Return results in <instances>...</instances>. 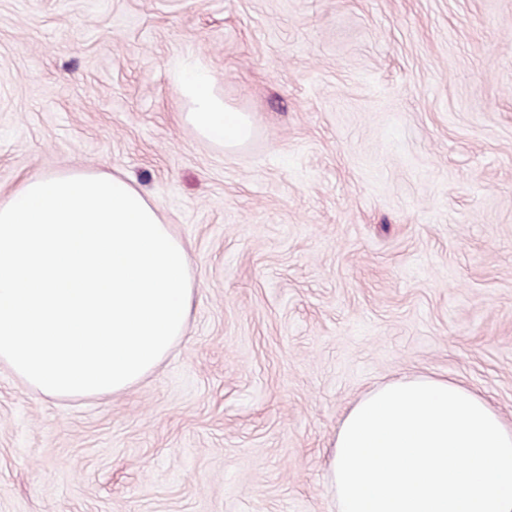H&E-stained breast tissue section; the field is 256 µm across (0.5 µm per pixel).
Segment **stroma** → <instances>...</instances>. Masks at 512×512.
I'll return each instance as SVG.
<instances>
[{
    "instance_id": "obj_1",
    "label": "stroma",
    "mask_w": 512,
    "mask_h": 512,
    "mask_svg": "<svg viewBox=\"0 0 512 512\" xmlns=\"http://www.w3.org/2000/svg\"><path fill=\"white\" fill-rule=\"evenodd\" d=\"M187 56L248 143L182 120ZM70 169L158 205L194 304L120 395L0 363V512H336V429L403 375L512 420V0H0V200Z\"/></svg>"
}]
</instances>
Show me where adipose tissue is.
Instances as JSON below:
<instances>
[{
	"label": "adipose tissue",
	"instance_id": "ef3b65f1",
	"mask_svg": "<svg viewBox=\"0 0 512 512\" xmlns=\"http://www.w3.org/2000/svg\"><path fill=\"white\" fill-rule=\"evenodd\" d=\"M184 120L203 139L244 143L252 124L224 102L208 67L172 72ZM337 512H512V425L488 397L443 376H401L345 413L332 441Z\"/></svg>",
	"mask_w": 512,
	"mask_h": 512
}]
</instances>
